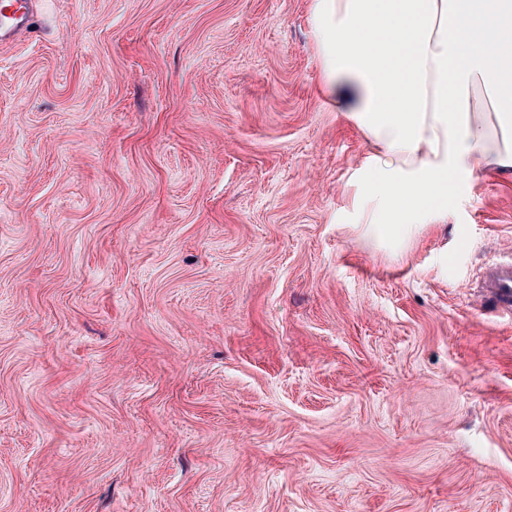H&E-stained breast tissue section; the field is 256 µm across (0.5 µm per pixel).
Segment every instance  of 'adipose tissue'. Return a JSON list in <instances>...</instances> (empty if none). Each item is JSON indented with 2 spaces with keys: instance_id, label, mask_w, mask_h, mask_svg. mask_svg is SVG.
<instances>
[{
  "instance_id": "obj_1",
  "label": "adipose tissue",
  "mask_w": 512,
  "mask_h": 512,
  "mask_svg": "<svg viewBox=\"0 0 512 512\" xmlns=\"http://www.w3.org/2000/svg\"><path fill=\"white\" fill-rule=\"evenodd\" d=\"M323 87L372 152L371 240L448 217L480 173H512V0H312Z\"/></svg>"
}]
</instances>
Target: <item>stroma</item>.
I'll return each instance as SVG.
<instances>
[{
	"label": "stroma",
	"mask_w": 512,
	"mask_h": 512,
	"mask_svg": "<svg viewBox=\"0 0 512 512\" xmlns=\"http://www.w3.org/2000/svg\"><path fill=\"white\" fill-rule=\"evenodd\" d=\"M311 4L0 45V512H512V177L367 246ZM478 288L494 299L500 314L512 317V260L488 265L478 280Z\"/></svg>",
	"instance_id": "stroma-1"
}]
</instances>
